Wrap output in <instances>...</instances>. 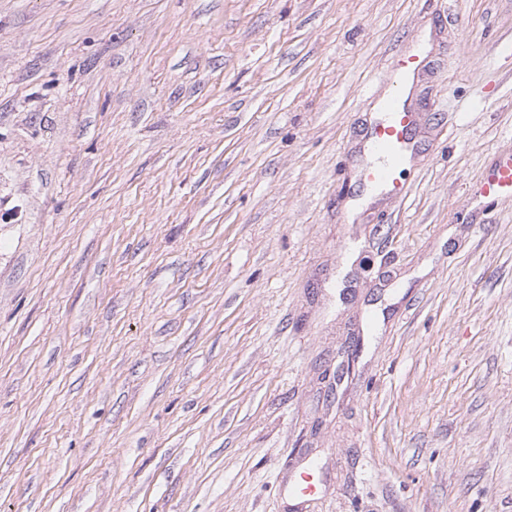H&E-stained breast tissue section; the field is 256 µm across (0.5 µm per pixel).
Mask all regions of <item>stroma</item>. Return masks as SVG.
Returning <instances> with one entry per match:
<instances>
[{"label": "stroma", "mask_w": 512, "mask_h": 512, "mask_svg": "<svg viewBox=\"0 0 512 512\" xmlns=\"http://www.w3.org/2000/svg\"><path fill=\"white\" fill-rule=\"evenodd\" d=\"M501 152L512 0H0V512H512ZM424 60L423 47H419L415 54L397 53L393 56L385 78L395 86V92L379 100L377 108L380 113L365 129L367 150L377 157L378 162L374 165L369 162L361 164L357 172L358 181L388 197L403 199L407 195V188L400 182V172L414 155L411 134L416 118L414 112L405 106L408 97L402 101V96ZM482 193L494 201L512 200V157L498 158L482 185Z\"/></svg>", "instance_id": "35a3bbf8"}]
</instances>
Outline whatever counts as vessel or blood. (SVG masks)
<instances>
[{
	"label": "vessel or blood",
	"mask_w": 512,
	"mask_h": 512,
	"mask_svg": "<svg viewBox=\"0 0 512 512\" xmlns=\"http://www.w3.org/2000/svg\"><path fill=\"white\" fill-rule=\"evenodd\" d=\"M425 60L423 51L394 55L385 74L395 87L394 93L379 100L378 117L366 127V147L376 163L360 165L357 177L361 184L376 188L388 197L404 198L406 187L400 181L402 167L412 159L414 147L411 134L416 118L402 99L408 83ZM483 194L494 201L512 200V157L498 158L483 185Z\"/></svg>",
	"instance_id": "1"
}]
</instances>
